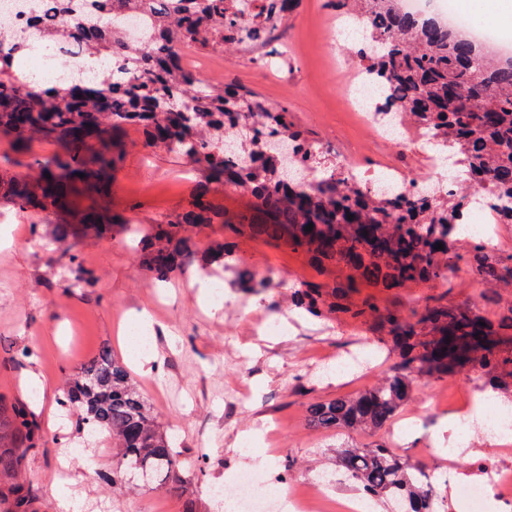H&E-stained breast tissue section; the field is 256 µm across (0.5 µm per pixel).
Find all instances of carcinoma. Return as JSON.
Here are the masks:
<instances>
[{
	"label": "carcinoma",
	"mask_w": 512,
	"mask_h": 512,
	"mask_svg": "<svg viewBox=\"0 0 512 512\" xmlns=\"http://www.w3.org/2000/svg\"><path fill=\"white\" fill-rule=\"evenodd\" d=\"M90 2L84 11L75 0H48L43 14L28 13L24 28L0 43V132L14 136L22 151L43 138L60 148L35 160L37 172L31 177L1 175L0 199L22 213H47L60 206L66 192H88L119 160L113 132L131 128L147 145L186 157L202 175L184 211L138 244L155 280L167 279L192 259L202 267L241 264L231 242L216 251H198L179 236L183 224L224 223V212L209 199L210 184L223 179L240 183L252 196L250 208L237 219L242 233L283 238L294 249L345 263L377 286L449 285L466 268L485 280L496 279L503 261L496 250L471 236L466 237L468 256L454 248L461 235L457 225L474 195L437 190L405 206L334 167L326 170L322 186L302 191L288 180V168L315 162L314 140L288 120V107L252 91L203 82L182 66L186 51L229 53L258 44L267 58L281 54L269 33L288 20L292 0H258L248 23L239 20L248 0ZM351 2L347 8L346 0H336V9L367 24L365 40L373 48L359 57L375 86L388 91L381 109L399 112L422 134L433 135L465 169V180L482 189L490 213L504 212L512 224V56L492 55L430 14L407 15L398 0ZM139 10L155 17L150 43L127 38L126 21ZM57 17L61 22H55ZM36 42L69 44L104 62L128 59L132 71L123 81L104 71L88 80V88L66 97L20 75L19 60ZM439 243L444 249H435ZM294 305L318 318L327 294L318 286L303 288L295 293ZM382 322L396 337V371L355 396L311 404L312 425L383 427L412 396L405 370L414 363L443 372L466 364L488 374L512 368V354L486 340L512 328V316L496 327L482 326V318L438 303L421 313L426 332L391 312ZM59 402L79 413L82 424L105 431L128 471L147 470L152 483L164 488L183 469L112 349L102 348L67 380ZM37 432L29 406L0 400V479L12 481L0 491L5 512H29L22 465L36 447ZM337 463L365 495L390 505L392 512H436L422 474L383 443L345 449Z\"/></svg>",
	"instance_id": "carcinoma-1"
}]
</instances>
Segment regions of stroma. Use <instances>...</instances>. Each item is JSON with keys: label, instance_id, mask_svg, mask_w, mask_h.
<instances>
[{"label": "stroma", "instance_id": "stroma-1", "mask_svg": "<svg viewBox=\"0 0 512 512\" xmlns=\"http://www.w3.org/2000/svg\"><path fill=\"white\" fill-rule=\"evenodd\" d=\"M335 28L331 0H297L285 26L290 36L286 59L263 63L250 52L191 51L185 64L206 70L207 81L246 86L286 105L311 138L339 146L361 168L424 172L430 147L400 158L395 145L366 140L343 110L340 99L359 62L343 47L334 57L325 52V44L336 40ZM114 139L122 146L121 159L94 194L100 217L117 212L125 218L111 233L100 234L96 225L85 223L86 206L71 201L50 214L23 215L0 199V398L30 405L42 431L39 447L25 462L32 512H55L53 486L62 463L71 488L84 502L82 512H224L209 488L231 483L251 464L253 453L242 441L244 431L252 428L268 431L266 445L278 451L259 478L280 490L314 481L324 483L329 499L345 498L358 487L338 468L337 448L394 442L397 455L431 476L438 512H457L459 476L475 473L477 462L489 454V442L474 432L466 454L449 460L440 451L455 439L448 424L456 407L464 394H475L484 375L465 368L445 374L411 369L413 395L399 414H417L418 424L399 443L394 440L396 423L339 434L311 427L307 409L368 389L398 363L380 313L392 310L412 320L425 306L441 302L499 320L512 308V263L501 268L500 281L481 295L468 277L452 288L363 286L351 289L346 301L358 305L371 300L376 315L353 320L332 304L316 319L293 306L295 290L318 284L332 292L346 283L349 269L340 263L316 264L277 241L239 237L234 218L251 198L218 183L211 187V198L223 208L226 223L188 224L184 237L199 250L239 241L243 269L261 267L272 277L267 287L249 292L234 286V271H224V302L215 307L206 298L207 271L193 264L155 282L137 250L138 241L151 236L157 222L183 211L200 175L181 155L146 146L135 130L115 133ZM55 150L51 142L38 139L20 154L11 136L0 134V174H28L29 163ZM53 224L73 225L70 245L83 266L93 270L94 287L73 288L63 278L66 245L50 236ZM145 310L151 315L158 360L140 367L130 362L118 333ZM274 315L282 318L284 333L263 335V324ZM362 342L373 349L368 363L337 372V359ZM105 346L127 363L134 385L184 459L178 492L128 483L111 440L101 435L84 443L78 416L50 427L65 378ZM84 453L94 457V469L82 466Z\"/></svg>", "mask_w": 512, "mask_h": 512}]
</instances>
